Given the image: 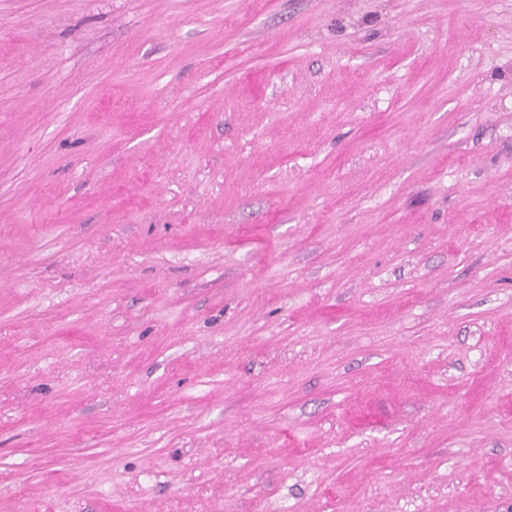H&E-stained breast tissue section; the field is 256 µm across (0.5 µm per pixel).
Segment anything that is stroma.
Instances as JSON below:
<instances>
[{
    "mask_svg": "<svg viewBox=\"0 0 512 512\" xmlns=\"http://www.w3.org/2000/svg\"><path fill=\"white\" fill-rule=\"evenodd\" d=\"M0 512H512V0H0Z\"/></svg>",
    "mask_w": 512,
    "mask_h": 512,
    "instance_id": "stroma-1",
    "label": "stroma"
}]
</instances>
